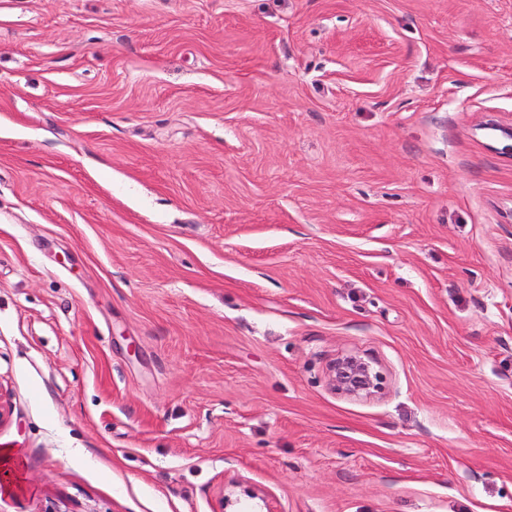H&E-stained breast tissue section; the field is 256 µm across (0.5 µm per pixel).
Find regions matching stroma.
I'll return each instance as SVG.
<instances>
[{"mask_svg":"<svg viewBox=\"0 0 512 512\" xmlns=\"http://www.w3.org/2000/svg\"><path fill=\"white\" fill-rule=\"evenodd\" d=\"M488 114L512 0H0V512H512ZM331 385L353 397H369L384 390L385 377L373 361L358 356H340L330 363Z\"/></svg>","mask_w":512,"mask_h":512,"instance_id":"stroma-1","label":"stroma"}]
</instances>
